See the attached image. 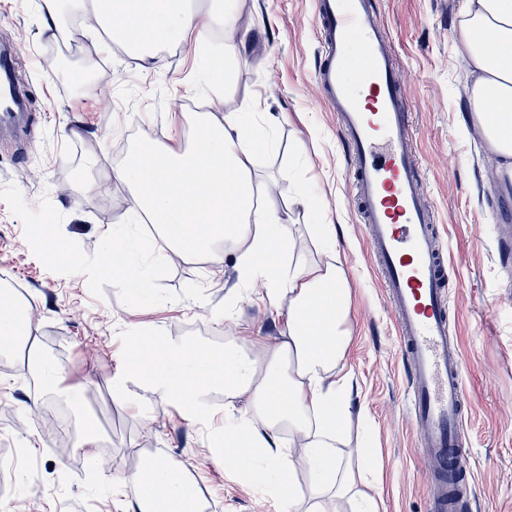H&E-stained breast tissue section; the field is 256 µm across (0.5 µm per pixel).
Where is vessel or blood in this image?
<instances>
[{
  "label": "vessel or blood",
  "instance_id": "b4317fda",
  "mask_svg": "<svg viewBox=\"0 0 512 512\" xmlns=\"http://www.w3.org/2000/svg\"><path fill=\"white\" fill-rule=\"evenodd\" d=\"M315 74L350 157L349 180L408 363L406 399L431 464L433 512H458L443 483L469 457L461 423L464 361L450 333V265L427 199L393 43L374 0H316Z\"/></svg>",
  "mask_w": 512,
  "mask_h": 512
}]
</instances>
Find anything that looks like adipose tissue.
Returning <instances> with one entry per match:
<instances>
[{"label":"adipose tissue","instance_id":"1","mask_svg":"<svg viewBox=\"0 0 512 512\" xmlns=\"http://www.w3.org/2000/svg\"><path fill=\"white\" fill-rule=\"evenodd\" d=\"M68 5L93 16L111 41L128 43L147 68L155 67L160 47L188 33L237 24L232 0H210L204 14L186 0H111L106 14L98 0H40L51 35L61 33ZM460 17L455 43L472 76V124L497 158L498 175L512 182V0H461ZM258 108L246 101L220 120L200 114L194 133L172 145L140 143L111 176L127 186L134 215L150 219L163 252L219 262V242H238L241 281L257 285L264 306L287 311L282 339L270 344L247 338L213 350L168 340L149 344L134 336L124 374L162 390L190 416L204 409L205 397L219 386L226 400L247 398L250 415L228 419L218 453L231 470L248 471L254 486L277 496L281 512H301L294 491L300 460L311 476L302 512H330L335 500L347 501L350 512H379L375 499L358 489L371 473L366 451L345 438L353 394L352 378L343 372L351 344V293L335 249V227H309L311 238L323 245L324 260L295 258L288 219L266 204L255 178L260 148L272 141L271 128L253 120ZM105 262L138 304L154 301L153 254H137L134 241L116 232ZM284 431L292 447H279ZM174 469L157 457L143 459L132 478L138 512H191L197 482L175 477Z\"/></svg>","mask_w":512,"mask_h":512}]
</instances>
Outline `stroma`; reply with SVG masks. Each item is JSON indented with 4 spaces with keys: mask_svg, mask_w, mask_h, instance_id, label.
I'll list each match as a JSON object with an SVG mask.
<instances>
[{
    "mask_svg": "<svg viewBox=\"0 0 512 512\" xmlns=\"http://www.w3.org/2000/svg\"><path fill=\"white\" fill-rule=\"evenodd\" d=\"M235 29L214 28L209 50L192 41L163 50L158 68H144L119 45L92 37L111 76V112L95 93H78L52 77L57 55L84 62L71 33L49 37L33 0H0V42L17 50L16 68L28 80L35 116L26 156L0 141V283L14 286L33 312L29 330L40 352H54L64 368L58 390L28 370L25 351L0 360V442L28 451L16 472L17 492L0 495V512H131L118 480L158 452L197 480L211 512H280L245 477L228 470L213 447L208 414L223 417V402L186 418L159 390L125 380L123 399L113 383L128 362L127 340L148 333L163 340L209 345L234 336L280 337L285 312L252 302L232 257L162 260L157 296L140 308L123 286L101 277L99 258L112 230L126 227L131 199L125 185L105 176L122 160L129 134L148 131L168 142L188 107L223 117L256 99L273 129L257 175L272 202L289 210L297 254L316 260L311 224L336 227V249L352 290L351 344L345 359L358 385L348 430L353 443L372 449L379 512H431L429 466L417 448L416 427L404 393V359L391 310L358 220L348 180L349 160L336 119L323 104L315 71L321 46L314 0H236ZM461 0H378L413 112V135L428 199L453 266L451 327L465 364L467 406L463 431L471 454L462 481L466 512H512V263H505L501 227L512 225V184L500 183L480 136L471 131L468 65L454 47ZM250 34L248 52L225 59L224 44ZM223 71L205 87L206 69ZM106 190H96L99 182ZM316 193L315 210L291 206L280 189ZM54 218L42 239V214ZM66 240L79 263H58L53 239ZM65 405L72 424L98 418L109 452L90 458L47 431L46 411Z\"/></svg>",
    "mask_w": 512,
    "mask_h": 512,
    "instance_id": "obj_1",
    "label": "stroma"
}]
</instances>
